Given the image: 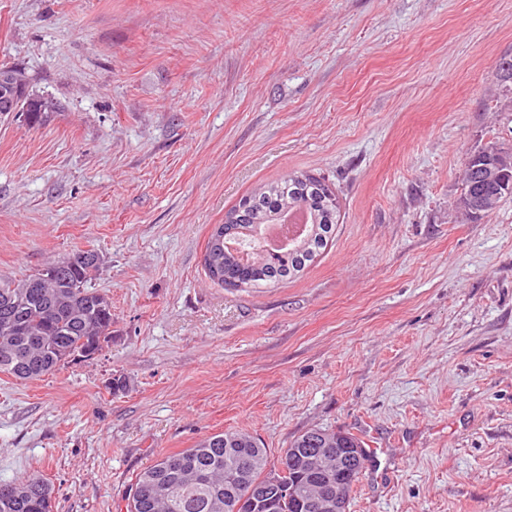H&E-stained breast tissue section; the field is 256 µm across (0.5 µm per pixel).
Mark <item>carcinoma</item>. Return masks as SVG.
Here are the masks:
<instances>
[{
  "mask_svg": "<svg viewBox=\"0 0 512 512\" xmlns=\"http://www.w3.org/2000/svg\"><path fill=\"white\" fill-rule=\"evenodd\" d=\"M503 147L492 143L467 154L459 170L461 194L512 198V168L495 184L479 180ZM340 212L336 191L308 172H293L242 197L213 227L203 254L209 279L226 288H257L291 279L327 244ZM100 258L79 251L50 262L20 281L0 283V373L36 380L65 364L87 361L112 339V303L92 286ZM358 448L357 465L343 481L359 482L369 462L364 443L347 430L311 429L282 452L287 474L267 483L268 449L241 430L213 433L191 448L165 454L135 476L126 512H224L250 489L276 494L274 512L305 508L308 475L295 460L302 448ZM53 489L37 475L0 482V512H53Z\"/></svg>",
  "mask_w": 512,
  "mask_h": 512,
  "instance_id": "1",
  "label": "carcinoma"
}]
</instances>
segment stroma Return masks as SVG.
I'll return each instance as SVG.
<instances>
[{
    "instance_id": "stroma-1",
    "label": "stroma",
    "mask_w": 512,
    "mask_h": 512,
    "mask_svg": "<svg viewBox=\"0 0 512 512\" xmlns=\"http://www.w3.org/2000/svg\"><path fill=\"white\" fill-rule=\"evenodd\" d=\"M504 58L512 0H0V67L50 112L0 115V281L92 249L112 302L94 359L0 373V481L122 512L212 433L346 429L349 512H512V199L456 206L466 154L512 148ZM294 170L340 197L327 247L212 283L213 226Z\"/></svg>"
}]
</instances>
